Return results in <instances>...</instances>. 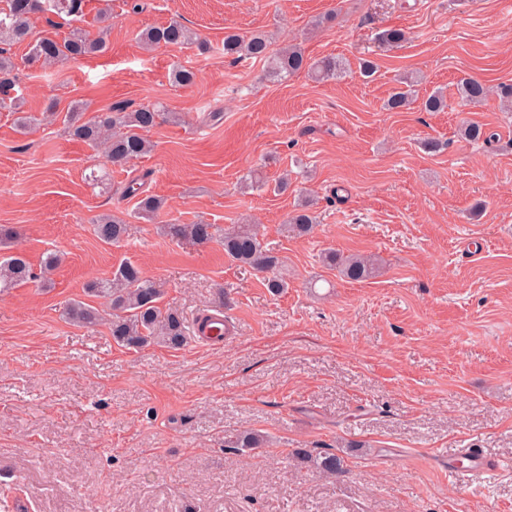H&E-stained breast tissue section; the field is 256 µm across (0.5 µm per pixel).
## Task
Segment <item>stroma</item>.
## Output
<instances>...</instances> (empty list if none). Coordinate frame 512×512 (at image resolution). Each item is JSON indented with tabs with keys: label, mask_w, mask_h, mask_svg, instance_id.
Wrapping results in <instances>:
<instances>
[{
	"label": "stroma",
	"mask_w": 512,
	"mask_h": 512,
	"mask_svg": "<svg viewBox=\"0 0 512 512\" xmlns=\"http://www.w3.org/2000/svg\"><path fill=\"white\" fill-rule=\"evenodd\" d=\"M131 2L112 0L101 25L106 4L87 0L80 25L104 33L103 53L45 69L11 49L27 111L148 98L177 118L95 185L102 153L62 121L22 133L0 112V227L33 267L62 257L50 282L0 293V512H512V112L457 95L467 76L512 84V0ZM173 20L194 44L142 48L141 31ZM389 28L408 41L383 46ZM232 29L345 72L270 81L263 64L225 58ZM365 59L375 77L361 75ZM177 67L196 83L174 85ZM410 73L420 95L444 93L443 111L385 109ZM464 119L495 142L461 139ZM132 181L166 199L154 221L135 217ZM304 196L318 223L294 238L284 222ZM112 212L128 233L109 245L92 221ZM244 222L280 259L284 292L220 241L162 230ZM328 249L374 256L380 272L341 277ZM125 261L186 327L220 309L229 335L135 351L107 322L68 321L71 301L105 308L84 287ZM245 430L266 447L225 450ZM470 447L498 468L464 487L448 462ZM296 448L336 454L343 473L324 477Z\"/></svg>",
	"instance_id": "35a3bbf8"
}]
</instances>
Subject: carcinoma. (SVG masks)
<instances>
[{
  "label": "carcinoma",
  "instance_id": "carcinoma-1",
  "mask_svg": "<svg viewBox=\"0 0 512 512\" xmlns=\"http://www.w3.org/2000/svg\"><path fill=\"white\" fill-rule=\"evenodd\" d=\"M83 3L84 0H5V5L0 7V111L14 113L16 124L22 130L30 129L41 119L22 110V98L13 95L18 76L10 48L25 43L29 47V60L44 65L105 52L106 43L101 37H94L75 25L63 34L33 35L30 20L34 14L51 12L73 23L81 20ZM140 40L146 48L160 44L181 48L193 40V33L181 22L172 20L164 26L144 30ZM380 40L385 46L397 47L408 40V35L402 29L390 28L381 34ZM224 55L236 60L243 58L263 63L267 77L277 82L285 81L302 70L317 81L329 80L343 73L342 64L336 58L324 57L312 63L296 44L274 53L270 41L261 33L250 36L225 33ZM458 93L462 103L470 106L485 101L491 89L481 80L467 77L460 81ZM412 102L413 82L409 81L405 87L396 89L390 95L385 108L399 112ZM67 112L66 130L69 136L95 149H103L107 161L113 164H126L148 154L153 144L147 138V133L164 117L173 116V113L165 112L161 103L151 100L140 103L131 111L124 104H114L103 112H93L89 116L86 115V105L74 101L68 106ZM460 136L471 142L482 140L490 143L495 139L494 132L471 122L461 125ZM164 206L162 198L145 195L138 199L136 210L140 218L150 221ZM94 224L96 236L104 243H119L126 237V220L120 215H100L95 218ZM315 224L312 205L304 201L289 214L286 229L294 236H306L313 231ZM167 233L196 245H205L215 238L212 224H169ZM221 243L226 256L263 274L266 287L272 292L278 293L288 287L286 281L272 274L277 259L264 248L255 225H233L224 230ZM324 259L343 277L354 281L365 280L378 271L377 262L370 256L329 251L324 254ZM59 264L60 257L49 253L43 259L40 271L35 272L20 252L1 256L0 290L46 280ZM87 293L108 300L109 328L118 345L129 350L150 345L179 350L187 343L182 316L172 309L164 311L158 306L159 289L144 277L138 265L132 262L120 265L111 277L89 283ZM65 315L69 321L86 326L102 320L101 310L83 301L70 304ZM264 444V437L253 432L239 433L224 440V447L233 450L260 448ZM296 454L314 463L324 474L334 475L342 470L340 458L333 453L314 458L308 451L298 449Z\"/></svg>",
  "mask_w": 512,
  "mask_h": 512
}]
</instances>
